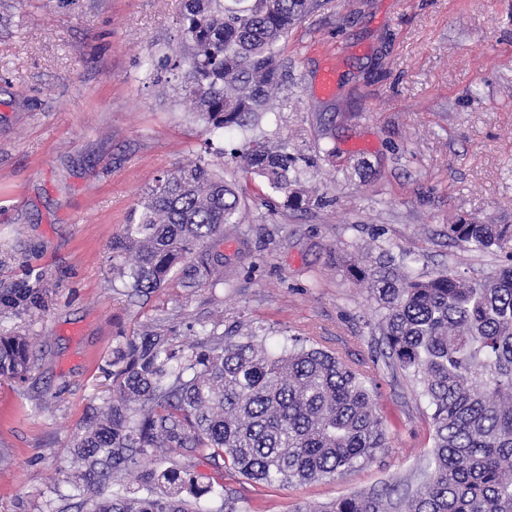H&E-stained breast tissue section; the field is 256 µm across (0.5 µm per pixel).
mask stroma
Instances as JSON below:
<instances>
[{"label": "stroma", "instance_id": "obj_1", "mask_svg": "<svg viewBox=\"0 0 512 512\" xmlns=\"http://www.w3.org/2000/svg\"><path fill=\"white\" fill-rule=\"evenodd\" d=\"M183 0H0V336L32 340L0 382V512H77L70 442L103 403L109 363L151 326L205 337L222 319L268 347L309 332L369 375L385 454L336 476L267 485L225 470L237 512H310L423 480L432 424L420 390L379 363V315L345 261L389 251L410 276L505 262L448 237L458 215L512 224V0H317L281 45L286 105L259 135L315 156L296 209L206 136L169 69ZM333 88L321 90L325 69ZM202 159L244 202L224 284L130 295L112 237L158 176Z\"/></svg>", "mask_w": 512, "mask_h": 512}]
</instances>
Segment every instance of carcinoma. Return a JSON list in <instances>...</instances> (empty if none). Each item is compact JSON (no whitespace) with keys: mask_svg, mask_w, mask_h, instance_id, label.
<instances>
[{"mask_svg":"<svg viewBox=\"0 0 512 512\" xmlns=\"http://www.w3.org/2000/svg\"><path fill=\"white\" fill-rule=\"evenodd\" d=\"M314 0H185L182 89L204 131L258 125L280 100L281 42ZM231 158L272 190L304 202L305 169L288 142L254 136ZM235 186L202 160L156 179L112 240V271L136 293L161 288L177 268L192 283H224L218 247L241 223ZM448 234L502 251L512 224L460 218ZM384 251L351 262L380 315L386 366L421 390L433 427L421 487L339 498L309 512H512V263L483 279L455 269L399 274ZM112 388L72 442L79 512H200L224 500L179 459L202 454L265 484H303L370 462L389 447L365 370L309 333L275 352L257 335L214 332L181 345L158 330L128 338ZM30 369V339L0 336V377ZM122 491H112V486Z\"/></svg>","mask_w":512,"mask_h":512,"instance_id":"cac0c4a2","label":"carcinoma"}]
</instances>
